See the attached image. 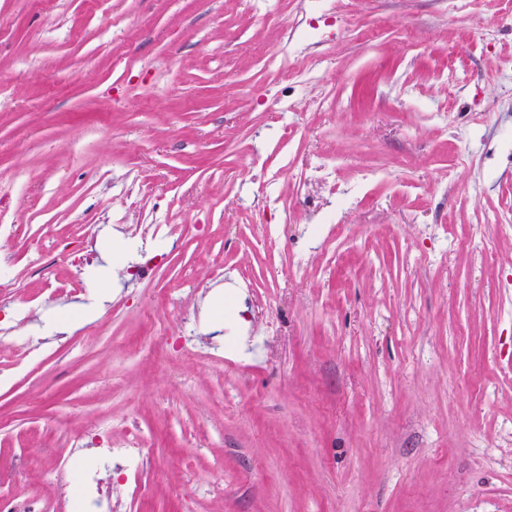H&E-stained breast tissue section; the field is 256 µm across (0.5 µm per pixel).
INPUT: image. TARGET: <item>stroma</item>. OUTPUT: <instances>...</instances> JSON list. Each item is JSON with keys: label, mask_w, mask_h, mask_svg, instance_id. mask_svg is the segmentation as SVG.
I'll return each instance as SVG.
<instances>
[{"label": "stroma", "mask_w": 512, "mask_h": 512, "mask_svg": "<svg viewBox=\"0 0 512 512\" xmlns=\"http://www.w3.org/2000/svg\"><path fill=\"white\" fill-rule=\"evenodd\" d=\"M345 2L0 0L15 494L108 425L113 512H512V10Z\"/></svg>", "instance_id": "stroma-1"}]
</instances>
